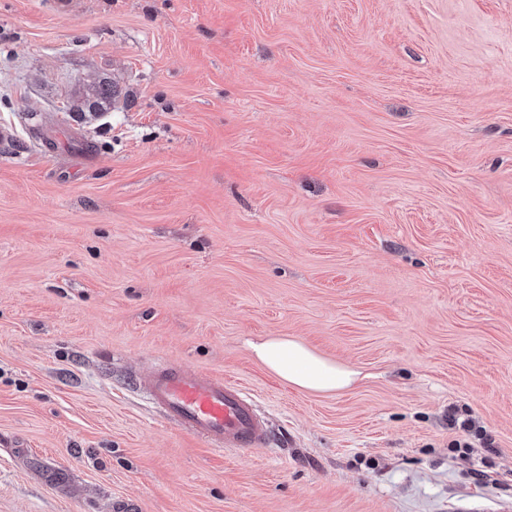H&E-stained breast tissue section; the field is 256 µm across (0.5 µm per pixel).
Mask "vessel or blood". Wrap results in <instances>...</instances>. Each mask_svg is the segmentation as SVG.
I'll return each mask as SVG.
<instances>
[{
    "label": "vessel or blood",
    "mask_w": 512,
    "mask_h": 512,
    "mask_svg": "<svg viewBox=\"0 0 512 512\" xmlns=\"http://www.w3.org/2000/svg\"><path fill=\"white\" fill-rule=\"evenodd\" d=\"M135 384L180 431L211 449L268 447L271 428L240 385L211 374L175 366H155Z\"/></svg>",
    "instance_id": "b4317fda"
}]
</instances>
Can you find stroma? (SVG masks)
Wrapping results in <instances>:
<instances>
[{
    "label": "stroma",
    "instance_id": "35a3bbf8",
    "mask_svg": "<svg viewBox=\"0 0 512 512\" xmlns=\"http://www.w3.org/2000/svg\"><path fill=\"white\" fill-rule=\"evenodd\" d=\"M2 125L0 512L512 503V0H0ZM158 361L270 447L165 421ZM248 346L270 372L300 390L336 393L360 379L351 365L324 357L295 336H266ZM135 385L180 431L211 449L254 450L271 443V427L240 385L222 377L154 366L135 377Z\"/></svg>",
    "mask_w": 512,
    "mask_h": 512
}]
</instances>
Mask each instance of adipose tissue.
Masks as SVG:
<instances>
[{"label":"adipose tissue","mask_w":512,"mask_h":512,"mask_svg":"<svg viewBox=\"0 0 512 512\" xmlns=\"http://www.w3.org/2000/svg\"><path fill=\"white\" fill-rule=\"evenodd\" d=\"M253 356L288 385L311 393H336L360 378L351 365L331 360L294 336H267L250 343Z\"/></svg>","instance_id":"ef3b65f1"}]
</instances>
